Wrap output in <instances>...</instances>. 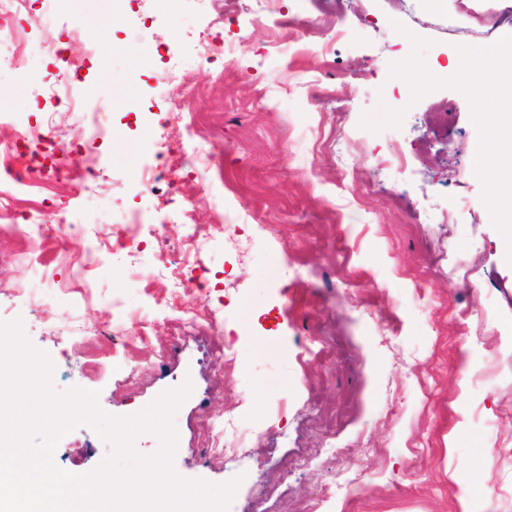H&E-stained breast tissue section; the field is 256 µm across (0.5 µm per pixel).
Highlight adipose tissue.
Wrapping results in <instances>:
<instances>
[{
	"instance_id": "1",
	"label": "adipose tissue",
	"mask_w": 512,
	"mask_h": 512,
	"mask_svg": "<svg viewBox=\"0 0 512 512\" xmlns=\"http://www.w3.org/2000/svg\"><path fill=\"white\" fill-rule=\"evenodd\" d=\"M512 67V27L500 30L494 40L477 54L450 62L444 71L448 81H463L475 97L478 110L473 115L477 130L472 153V176L486 182L500 167L503 154L512 152V101H501L497 87ZM491 217L503 223L501 257L512 266V184L496 189L486 198Z\"/></svg>"
}]
</instances>
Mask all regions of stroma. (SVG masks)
Instances as JSON below:
<instances>
[{
    "label": "stroma",
    "instance_id": "1",
    "mask_svg": "<svg viewBox=\"0 0 512 512\" xmlns=\"http://www.w3.org/2000/svg\"><path fill=\"white\" fill-rule=\"evenodd\" d=\"M280 7L294 25L275 27L262 0H81L45 25L35 6L19 19L42 52L27 78L0 68V138L33 113L67 133L50 90L54 39L74 28L67 49L104 58L85 72L82 107L109 137L86 143L101 172L88 192L45 178L16 202L47 200L86 234L54 223L27 242L0 235V322L20 321L48 355L56 394L96 392L113 417L191 384L172 418L173 471L236 482L235 512H512V267L489 188L470 174L475 99L443 76L512 11ZM220 15L222 41L248 50L210 64L196 44ZM173 86L215 117L224 172L199 160L183 185L201 204L192 249L169 245L162 260L147 234L131 258L112 243L129 214L178 219L164 183L141 179L164 164L144 146L152 132L186 134L162 94ZM92 243L111 254L77 274ZM186 253L201 281L188 292L176 286ZM228 441L246 457L225 460ZM113 452L82 424L53 461L87 474Z\"/></svg>",
    "mask_w": 512,
    "mask_h": 512
}]
</instances>
